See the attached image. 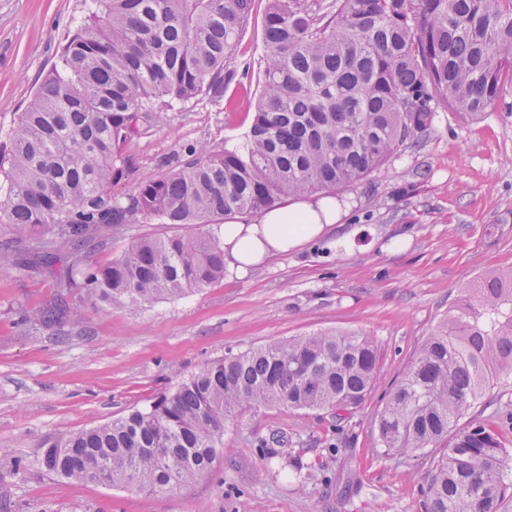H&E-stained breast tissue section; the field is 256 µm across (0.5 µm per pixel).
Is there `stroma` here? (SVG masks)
<instances>
[{"label": "stroma", "mask_w": 512, "mask_h": 512, "mask_svg": "<svg viewBox=\"0 0 512 512\" xmlns=\"http://www.w3.org/2000/svg\"><path fill=\"white\" fill-rule=\"evenodd\" d=\"M252 17L222 101L199 99L143 122L123 147L115 198L161 173L186 147L221 150L249 133L261 90L263 16ZM85 0H0V144L58 61ZM348 216L303 248L208 288L138 308L105 306L62 285L77 263H109L137 238L183 224H125L39 261L0 232V512H425L427 467L374 451L386 391L457 305L462 285L512 266V95L479 119L439 109L416 145L338 191ZM79 306L62 326L35 321L56 303ZM317 331L376 339L378 382L342 416L252 408L230 420L211 469L169 495L69 482L41 465V441L144 408L227 352ZM282 436L286 446L271 445ZM303 478H294L295 469Z\"/></svg>", "instance_id": "1"}]
</instances>
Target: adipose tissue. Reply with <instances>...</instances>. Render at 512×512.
Here are the masks:
<instances>
[{
    "mask_svg": "<svg viewBox=\"0 0 512 512\" xmlns=\"http://www.w3.org/2000/svg\"><path fill=\"white\" fill-rule=\"evenodd\" d=\"M346 213L344 202L326 195L284 199L256 218L234 215L224 224V261L240 271L298 249L337 224Z\"/></svg>",
    "mask_w": 512,
    "mask_h": 512,
    "instance_id": "ef3b65f1",
    "label": "adipose tissue"
}]
</instances>
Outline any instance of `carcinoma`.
I'll use <instances>...</instances> for the list:
<instances>
[{"label":"carcinoma","mask_w":512,"mask_h":512,"mask_svg":"<svg viewBox=\"0 0 512 512\" xmlns=\"http://www.w3.org/2000/svg\"><path fill=\"white\" fill-rule=\"evenodd\" d=\"M0 154V228L31 254L121 224L223 226L289 195L338 191L428 131L439 107L474 118L512 93V0H270L262 88L245 141L190 149L175 168L112 195L141 120L221 99L254 0H93ZM224 278L207 232L144 236L66 288L140 307ZM367 335L317 332L209 362L149 408L48 437L43 468L85 484L170 494L207 472L224 425L247 408H359L377 383ZM512 377V266L478 278L427 336L376 419V451L431 460L426 512H499L512 459L498 430L458 422Z\"/></svg>","instance_id":"obj_1"}]
</instances>
